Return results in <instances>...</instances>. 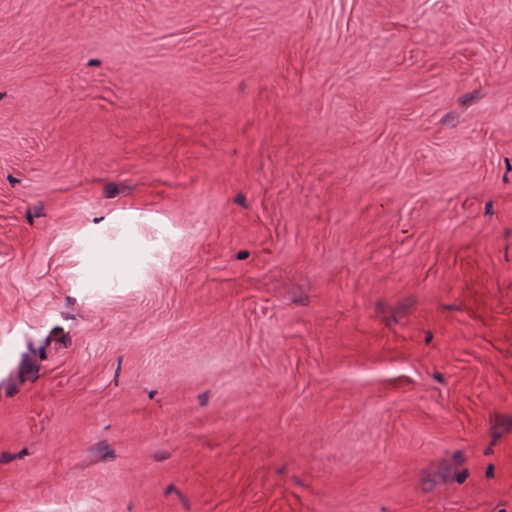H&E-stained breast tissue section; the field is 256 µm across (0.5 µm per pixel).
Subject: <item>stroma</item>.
<instances>
[{
    "instance_id": "35a3bbf8",
    "label": "stroma",
    "mask_w": 512,
    "mask_h": 512,
    "mask_svg": "<svg viewBox=\"0 0 512 512\" xmlns=\"http://www.w3.org/2000/svg\"><path fill=\"white\" fill-rule=\"evenodd\" d=\"M75 507L512 512V0H0V512Z\"/></svg>"
}]
</instances>
